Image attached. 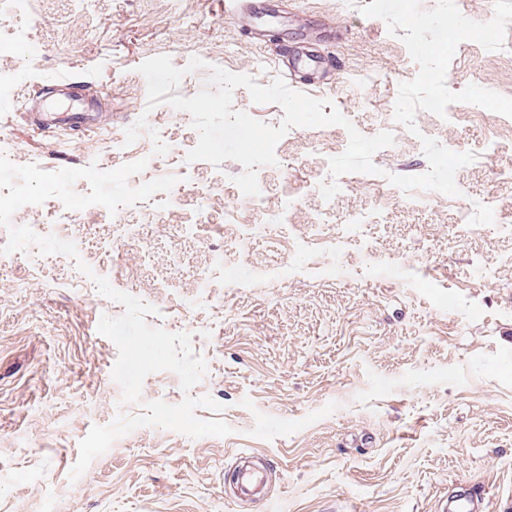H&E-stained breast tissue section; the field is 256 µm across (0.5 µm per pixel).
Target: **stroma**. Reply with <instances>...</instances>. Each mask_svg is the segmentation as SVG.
<instances>
[{"label": "stroma", "instance_id": "35a3bbf8", "mask_svg": "<svg viewBox=\"0 0 512 512\" xmlns=\"http://www.w3.org/2000/svg\"><path fill=\"white\" fill-rule=\"evenodd\" d=\"M286 7L289 34L313 16L345 29L317 46L336 71L323 97L374 136L399 85L418 73L405 45L384 21L340 0ZM16 39L40 55L6 50ZM281 45L270 38L254 46L224 0H29L19 9L0 0V84L10 89L0 134L11 161L110 171L152 152L148 138L113 145L143 117L165 129L169 149L130 186L173 175L180 188L114 214L99 205L72 211L52 198L13 215V224L77 239L97 276L158 308L147 323L189 334L207 366L187 392L176 373H151L140 402L123 403L112 378L118 349L97 331L123 306L86 284L65 255L44 256L36 271L22 261L0 267V512H439L466 487L483 492L485 512H498L512 496V235L500 230L512 225V118L475 114L465 103L453 104L448 122L419 111L422 137L476 159L457 171L455 200L424 192L416 205L388 177L428 170L422 138L403 136L376 152L381 175H343L347 191L327 202L313 187L346 150L348 133L291 128L261 175L264 211L241 207L231 224L225 205L243 166L188 161L199 140L191 116L148 108L138 67L159 55L179 68L201 58L204 68L188 71L177 89L184 97L207 87L213 66L265 86L266 60ZM368 70L378 81L360 85ZM60 81L104 112L102 127L36 128V102ZM471 83L512 97V51L461 42L446 84L458 92ZM464 203L488 223L456 224ZM323 211L329 221L317 223ZM354 211L374 223L341 234ZM118 222L134 233L114 253ZM248 224L262 230L246 241ZM204 282L210 299L199 306ZM188 395L221 403L220 414L196 415L219 416L232 434L193 439L139 427L71 478L93 426ZM241 457L262 471L264 499L230 488Z\"/></svg>", "mask_w": 512, "mask_h": 512}]
</instances>
